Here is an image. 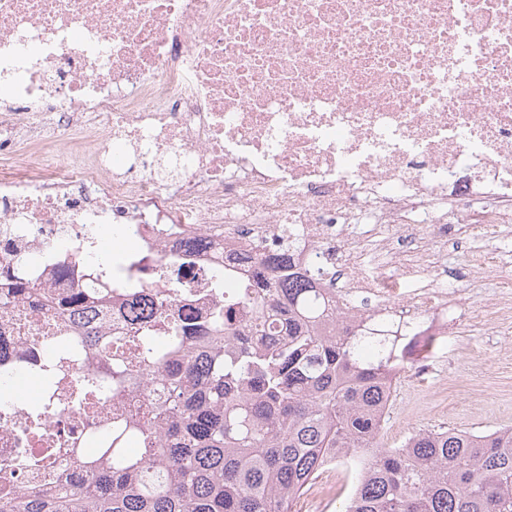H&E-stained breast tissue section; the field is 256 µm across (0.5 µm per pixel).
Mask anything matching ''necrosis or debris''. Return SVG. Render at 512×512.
<instances>
[{
  "mask_svg": "<svg viewBox=\"0 0 512 512\" xmlns=\"http://www.w3.org/2000/svg\"><path fill=\"white\" fill-rule=\"evenodd\" d=\"M506 233L512 0H0V374L41 378L44 419L0 408V480L43 483L17 451L88 431L50 379L106 369L73 293L112 337L135 298L201 318L291 237L344 313L445 336L512 319L447 266ZM82 295L73 294L72 297L65 300L64 306H67L68 309L65 311L69 316H72L80 320L82 322L83 327L90 329L87 333V338L90 337V341L94 342L96 345L102 348L104 351L106 349L105 345L110 343V336L96 335V331H92L94 328L99 325V320L97 321V317L95 312L92 310H88V306L81 305L83 303ZM82 320V321H81Z\"/></svg>",
  "mask_w": 512,
  "mask_h": 512,
  "instance_id": "obj_1",
  "label": "necrosis or debris"
}]
</instances>
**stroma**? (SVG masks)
I'll use <instances>...</instances> for the list:
<instances>
[{"mask_svg": "<svg viewBox=\"0 0 512 512\" xmlns=\"http://www.w3.org/2000/svg\"><path fill=\"white\" fill-rule=\"evenodd\" d=\"M466 245L449 248L448 269L483 306L501 293L496 279L469 275ZM433 369L394 389L381 441L399 447L416 430L456 428L486 432L512 426V322L476 331L466 327L440 341L430 354ZM346 499L340 470L328 466L294 505V512H341Z\"/></svg>", "mask_w": 512, "mask_h": 512, "instance_id": "35a3bbf8", "label": "stroma"}]
</instances>
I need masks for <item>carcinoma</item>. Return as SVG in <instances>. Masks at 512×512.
I'll use <instances>...</instances> for the list:
<instances>
[{
    "mask_svg": "<svg viewBox=\"0 0 512 512\" xmlns=\"http://www.w3.org/2000/svg\"><path fill=\"white\" fill-rule=\"evenodd\" d=\"M256 258L242 306L217 307L125 339L135 369L112 365V393L159 390L151 415L129 417L141 447L67 448L82 471L53 491L0 485V512H294L325 467L359 476L344 512H512V428L420 429L398 448L380 442L403 349L384 323L346 318L318 269L285 272ZM99 347L95 312L65 300ZM161 333L172 351L153 349ZM85 408L102 394L69 384ZM63 463L43 450L12 467Z\"/></svg>",
    "mask_w": 512,
    "mask_h": 512,
    "instance_id": "cac0c4a2",
    "label": "carcinoma"
}]
</instances>
